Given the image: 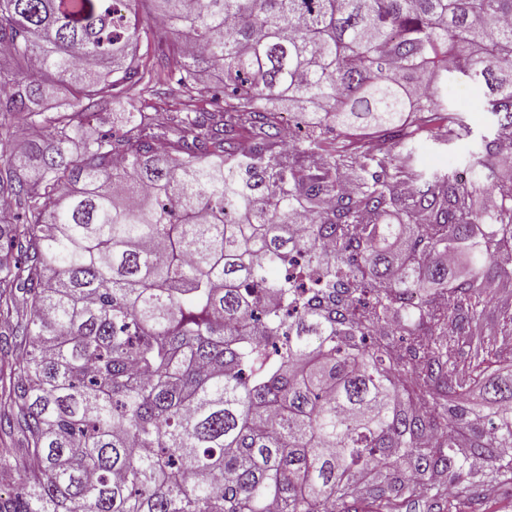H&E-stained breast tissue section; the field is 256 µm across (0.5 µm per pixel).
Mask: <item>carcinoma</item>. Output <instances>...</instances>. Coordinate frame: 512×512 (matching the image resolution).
<instances>
[{
  "label": "carcinoma",
  "mask_w": 512,
  "mask_h": 512,
  "mask_svg": "<svg viewBox=\"0 0 512 512\" xmlns=\"http://www.w3.org/2000/svg\"><path fill=\"white\" fill-rule=\"evenodd\" d=\"M456 83L495 118L485 168L512 147V0H0V118L28 143L0 150V431L25 441L0 456L22 482L0 512H351L405 459L378 495L396 512L426 475L512 448V372H489L512 311L483 321L512 283V180L322 136L412 114L406 144L453 143L471 135ZM132 90L122 134L87 129ZM279 103L308 128L290 147ZM454 249L464 278L428 260ZM298 253L313 288L272 273Z\"/></svg>",
  "instance_id": "cac0c4a2"
}]
</instances>
